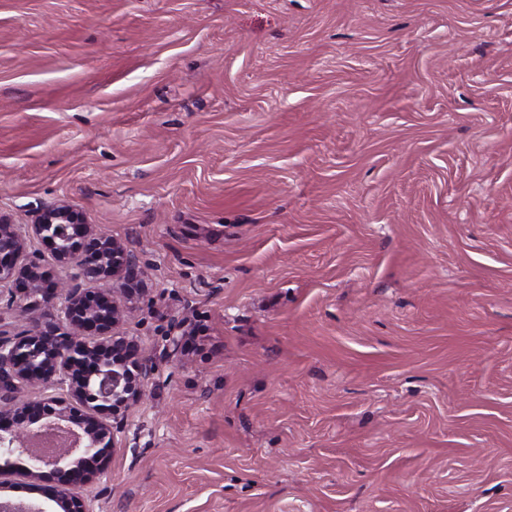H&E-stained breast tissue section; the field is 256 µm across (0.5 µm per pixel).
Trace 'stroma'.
<instances>
[{
    "instance_id": "35a3bbf8",
    "label": "stroma",
    "mask_w": 512,
    "mask_h": 512,
    "mask_svg": "<svg viewBox=\"0 0 512 512\" xmlns=\"http://www.w3.org/2000/svg\"><path fill=\"white\" fill-rule=\"evenodd\" d=\"M56 199L141 290L97 512H512V0H0V214Z\"/></svg>"
}]
</instances>
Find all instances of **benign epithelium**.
<instances>
[{"mask_svg": "<svg viewBox=\"0 0 512 512\" xmlns=\"http://www.w3.org/2000/svg\"><path fill=\"white\" fill-rule=\"evenodd\" d=\"M30 231L89 287L44 271L25 234L0 215V311L22 303L32 313L23 330L0 331V489L15 472L35 478L48 468L59 477L52 501L60 512H96L78 489L103 474L120 431L114 418L139 400L146 374L123 331L134 261L66 200L42 206ZM30 387L42 397L25 398ZM15 455L22 465L11 462Z\"/></svg>", "mask_w": 512, "mask_h": 512, "instance_id": "benign-epithelium-1", "label": "benign epithelium"}]
</instances>
